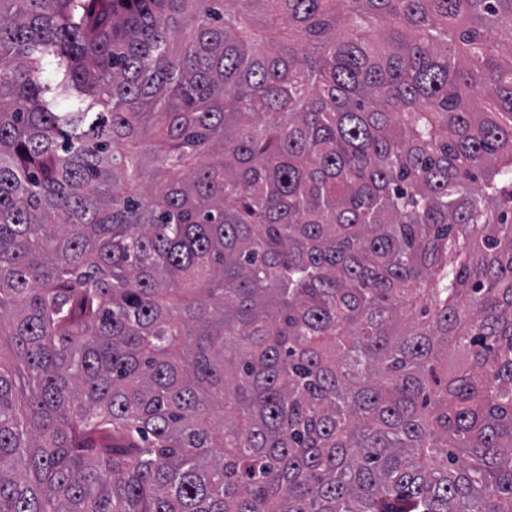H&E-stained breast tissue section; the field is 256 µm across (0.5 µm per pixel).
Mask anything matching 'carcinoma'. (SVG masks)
Segmentation results:
<instances>
[{
  "instance_id": "obj_1",
  "label": "carcinoma",
  "mask_w": 512,
  "mask_h": 512,
  "mask_svg": "<svg viewBox=\"0 0 512 512\" xmlns=\"http://www.w3.org/2000/svg\"><path fill=\"white\" fill-rule=\"evenodd\" d=\"M504 33L0 0V512H512Z\"/></svg>"
}]
</instances>
